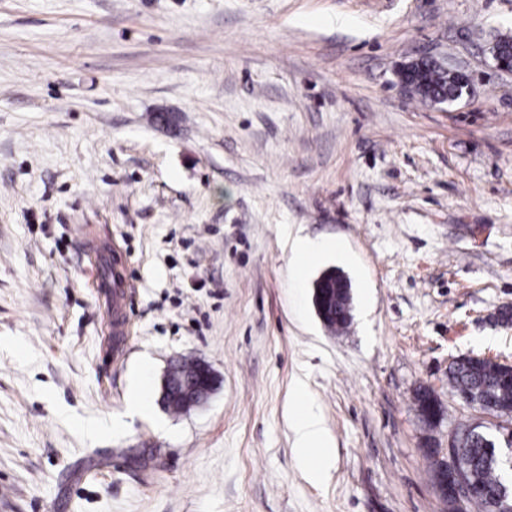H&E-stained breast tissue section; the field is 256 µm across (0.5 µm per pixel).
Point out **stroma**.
<instances>
[{
    "instance_id": "obj_1",
    "label": "stroma",
    "mask_w": 512,
    "mask_h": 512,
    "mask_svg": "<svg viewBox=\"0 0 512 512\" xmlns=\"http://www.w3.org/2000/svg\"><path fill=\"white\" fill-rule=\"evenodd\" d=\"M502 36L512 0H0V512H448L427 449L496 425L448 367L512 362ZM422 56L469 92H405ZM298 237L326 245L302 268ZM116 246L122 336L98 285ZM332 268L339 332L312 304ZM182 358L215 388L175 412ZM139 381L150 409L120 426ZM294 430L297 439V448L304 459L310 478L320 482L326 475V468L322 462L313 463L310 458L322 452L325 448L324 431L319 415L312 407H303L296 415Z\"/></svg>"
}]
</instances>
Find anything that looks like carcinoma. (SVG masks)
<instances>
[{"label": "carcinoma", "mask_w": 512, "mask_h": 512, "mask_svg": "<svg viewBox=\"0 0 512 512\" xmlns=\"http://www.w3.org/2000/svg\"><path fill=\"white\" fill-rule=\"evenodd\" d=\"M413 71V94L424 102L442 104L459 89L456 78L428 61L409 64ZM448 384L456 395H469L485 407L512 414V381L502 373L501 366L490 361L468 358L455 361L448 369ZM502 443L490 442V434L480 425H462L455 431L454 448L460 463L479 486L480 492L467 500L479 512H494L495 490L503 484L500 448Z\"/></svg>", "instance_id": "carcinoma-1"}]
</instances>
